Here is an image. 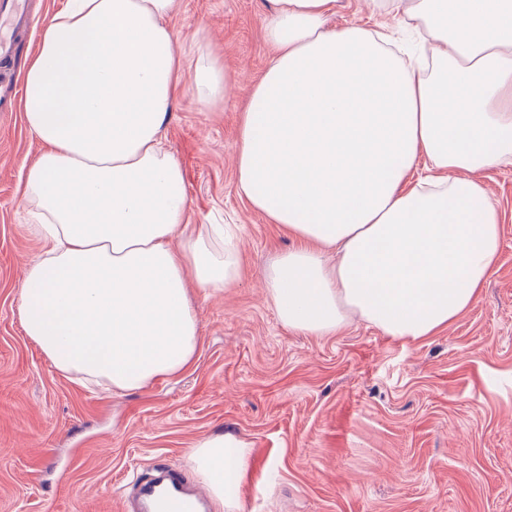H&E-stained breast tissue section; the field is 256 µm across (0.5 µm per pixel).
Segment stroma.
<instances>
[{
    "label": "stroma",
    "instance_id": "35a3bbf8",
    "mask_svg": "<svg viewBox=\"0 0 512 512\" xmlns=\"http://www.w3.org/2000/svg\"><path fill=\"white\" fill-rule=\"evenodd\" d=\"M65 0H29L24 73ZM266 0H177L170 24L208 41L230 89L209 110L178 94L165 142L181 165L190 221L239 227V282L192 288L200 343L180 376L130 393L85 388L26 335L27 266L44 250L29 230L23 181L43 149L23 105L0 112V512H120L126 476L162 462L189 485L186 451L230 433L250 448L239 512H512V165L481 174L501 245L479 295L435 335L406 342L358 319L331 336L279 320L265 271L294 242L236 192L240 113L271 49ZM331 25L396 17L336 0Z\"/></svg>",
    "mask_w": 512,
    "mask_h": 512
}]
</instances>
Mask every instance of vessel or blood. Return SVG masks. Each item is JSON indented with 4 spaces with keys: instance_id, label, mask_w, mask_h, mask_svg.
<instances>
[{
    "instance_id": "1",
    "label": "vessel or blood",
    "mask_w": 512,
    "mask_h": 512,
    "mask_svg": "<svg viewBox=\"0 0 512 512\" xmlns=\"http://www.w3.org/2000/svg\"><path fill=\"white\" fill-rule=\"evenodd\" d=\"M31 23L26 0H0V60L9 61L14 37ZM206 494L188 486L176 470L154 466L152 474L135 478L133 499L122 512H203Z\"/></svg>"
}]
</instances>
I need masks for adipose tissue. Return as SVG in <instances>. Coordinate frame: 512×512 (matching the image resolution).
<instances>
[{
	"instance_id": "1",
	"label": "adipose tissue",
	"mask_w": 512,
	"mask_h": 512,
	"mask_svg": "<svg viewBox=\"0 0 512 512\" xmlns=\"http://www.w3.org/2000/svg\"><path fill=\"white\" fill-rule=\"evenodd\" d=\"M334 2L269 0L273 54L241 114L236 189L296 240L266 276L285 326L329 336L358 318L417 341L472 305L500 248L475 174L512 164V0H370L428 30L426 73L382 34L328 27ZM174 8L67 0L25 71L44 149L24 199L48 248L26 272L23 326L56 369L112 392L181 374L199 345L189 283L217 292L241 277L232 228L189 232L184 173L164 146L184 83ZM195 54V99L218 105L224 64L206 42ZM420 163L429 174L412 180ZM186 457L237 512L247 444L210 435Z\"/></svg>"
}]
</instances>
